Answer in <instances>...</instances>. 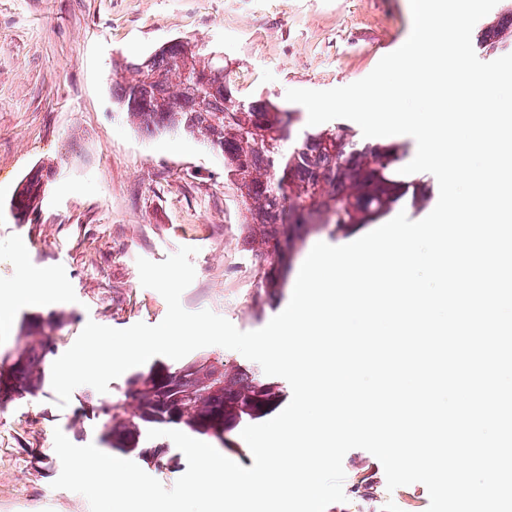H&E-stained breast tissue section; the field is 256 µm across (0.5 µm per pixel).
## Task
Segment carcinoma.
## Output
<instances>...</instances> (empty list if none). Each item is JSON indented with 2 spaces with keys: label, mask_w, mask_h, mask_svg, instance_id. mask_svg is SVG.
<instances>
[{
  "label": "carcinoma",
  "mask_w": 512,
  "mask_h": 512,
  "mask_svg": "<svg viewBox=\"0 0 512 512\" xmlns=\"http://www.w3.org/2000/svg\"><path fill=\"white\" fill-rule=\"evenodd\" d=\"M511 35L510 11L481 30L478 42L494 49ZM141 67L140 62L130 65L137 74L130 82L113 79V95L127 104L135 88L146 82L148 110L127 108L128 117L148 133L199 135L224 156V172L246 210L243 241L266 256L251 296L258 309L281 298L290 267L287 248L312 230L332 224L336 232L347 233L375 223L401 202L422 209L430 200L423 180L399 173L405 154L401 143L361 142L352 128L339 124L304 130L290 149H283L298 120L296 113L271 100L241 98L228 69L202 61L197 53L186 64L180 41L152 54L146 70ZM187 67L190 74L208 78L209 92L202 103L180 88ZM52 176V167L40 165L22 179L12 199L16 215L25 217L38 208V191ZM63 325L61 313L24 321L16 338L21 350L8 361L0 351L1 412L42 390L54 336ZM282 397L274 382L203 355L135 374L123 398L99 406L97 417L110 448L136 451L162 468L164 458L140 446L141 428L176 425L231 450L235 430L274 412Z\"/></svg>",
  "instance_id": "obj_1"
}]
</instances>
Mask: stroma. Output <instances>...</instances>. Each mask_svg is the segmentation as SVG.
I'll return each mask as SVG.
<instances>
[{
  "mask_svg": "<svg viewBox=\"0 0 512 512\" xmlns=\"http://www.w3.org/2000/svg\"><path fill=\"white\" fill-rule=\"evenodd\" d=\"M411 29L409 0H0V284L23 264L63 291L53 307L21 308L0 325V347L12 346L22 318L51 310L68 317L59 355L90 321L160 323L167 304L141 286L136 260L160 262L183 246L196 249L195 279L181 296L187 311L211 310L242 331L275 315L250 306L261 259L239 234L244 210L223 156L198 137L130 122L112 95L115 63L187 38L203 59L228 66L240 96L304 119L287 90L356 82ZM43 162L55 175L36 215L19 220L15 190ZM126 382L103 394L77 387L63 408L47 383L0 413V512H90L84 496L53 486L61 473L53 434L100 444L93 410L119 399ZM343 468L346 499L326 512H426V486L388 490L368 451H348ZM368 487L375 497L363 496Z\"/></svg>",
  "mask_w": 512,
  "mask_h": 512,
  "instance_id": "1",
  "label": "stroma"
}]
</instances>
